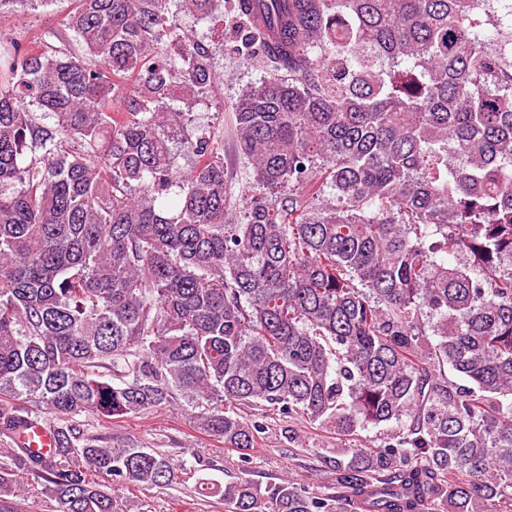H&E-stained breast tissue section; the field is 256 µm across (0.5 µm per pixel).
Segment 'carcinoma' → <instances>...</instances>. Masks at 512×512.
Returning a JSON list of instances; mask_svg holds the SVG:
<instances>
[{
    "mask_svg": "<svg viewBox=\"0 0 512 512\" xmlns=\"http://www.w3.org/2000/svg\"><path fill=\"white\" fill-rule=\"evenodd\" d=\"M67 2L57 46L0 35V512L30 474L56 512L173 483L73 417L177 404L244 460L277 417L398 427L229 512H512V0H234L241 200L224 134L176 133L223 84L181 18L224 0Z\"/></svg>",
    "mask_w": 512,
    "mask_h": 512,
    "instance_id": "1",
    "label": "carcinoma"
}]
</instances>
